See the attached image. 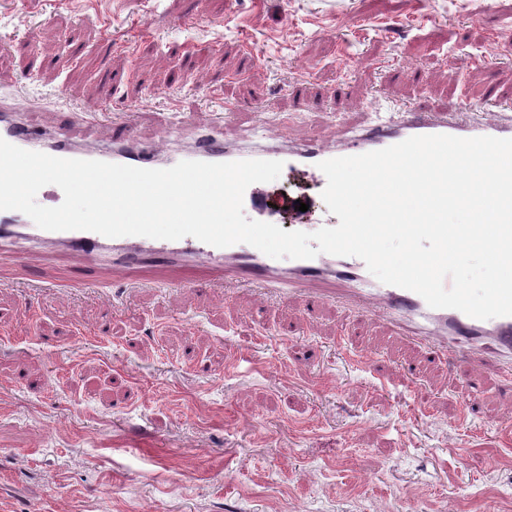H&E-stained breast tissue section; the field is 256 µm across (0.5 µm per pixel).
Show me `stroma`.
<instances>
[{"mask_svg":"<svg viewBox=\"0 0 512 512\" xmlns=\"http://www.w3.org/2000/svg\"><path fill=\"white\" fill-rule=\"evenodd\" d=\"M299 86L298 100L283 84ZM111 88L114 122L181 143L232 104L289 141L404 104L512 99V0H0V99L68 125ZM178 113H171V106ZM316 176L259 186L285 227ZM61 252L0 253V512H512V383L473 410L455 374L375 319L201 285L101 295ZM419 367L409 375L407 364Z\"/></svg>","mask_w":512,"mask_h":512,"instance_id":"35a3bbf8","label":"stroma"}]
</instances>
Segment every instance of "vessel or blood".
<instances>
[{
	"instance_id": "b4317fda",
	"label": "vessel or blood",
	"mask_w": 512,
	"mask_h": 512,
	"mask_svg": "<svg viewBox=\"0 0 512 512\" xmlns=\"http://www.w3.org/2000/svg\"><path fill=\"white\" fill-rule=\"evenodd\" d=\"M109 109L103 99L90 108H77L68 126L49 132L32 130L22 120V103L0 102V139L55 157L146 169H166L186 160L218 163L262 159L313 172L319 162L383 149L412 136L512 138V116L506 113L490 109L463 122L453 113L425 106L373 125L337 130L328 139L308 138L286 148L280 146L281 135L275 130L268 132L265 141L242 145L216 132L199 134L186 147L175 146L168 134L148 143L126 123L117 125L111 141L103 145L93 136L85 114ZM21 239L44 248L60 245L73 258L90 265L99 256H108L114 277L123 283L131 273L159 258L175 267H205L208 282L216 286L255 285L305 310L333 303L359 317L378 319L393 335L421 349L427 363L459 369L472 402L477 399L480 379L512 372V316L478 320L455 309L431 308L413 291L374 280L357 257L321 253L311 259L291 260L284 268L279 260L245 243L217 248L190 236L169 241L141 236L108 238L89 231H47L21 212L0 211V246Z\"/></svg>"
}]
</instances>
